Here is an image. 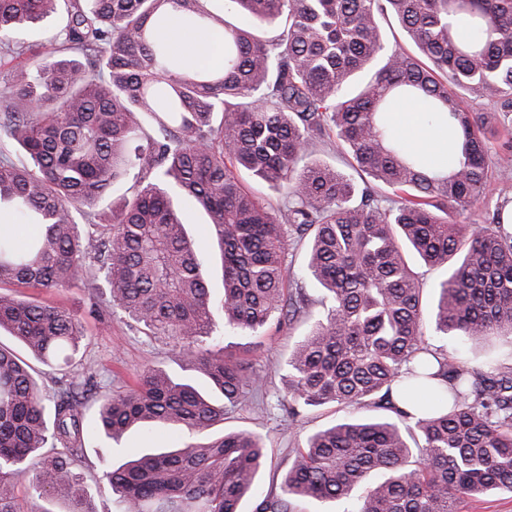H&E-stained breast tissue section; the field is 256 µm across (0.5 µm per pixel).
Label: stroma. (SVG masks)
<instances>
[{"label":"stroma","mask_w":512,"mask_h":512,"mask_svg":"<svg viewBox=\"0 0 512 512\" xmlns=\"http://www.w3.org/2000/svg\"><path fill=\"white\" fill-rule=\"evenodd\" d=\"M65 24L63 16L47 18L24 29L16 37L13 49L0 48V98L25 71H33L41 61L45 46L57 43ZM19 295L36 297L63 304L82 319L85 336L80 347L85 373L94 375L105 390L117 393L133 384L136 376L148 368L160 369L175 375L188 374L180 344L167 338H154L139 332L136 324L109 294L96 293L93 285L68 290H34L19 288ZM305 326L270 329L262 338V348L252 357L253 369L266 378V386L226 415L220 431L250 429L266 439L267 456L261 477L262 490L278 483L292 458V450L303 439L347 416L346 408L327 404L313 407L289 419L277 404L283 393V380L278 365L284 364ZM184 438L177 432H164L146 424L126 432L119 441L95 436L86 443V483L91 494L94 512H117L118 505L111 487L102 480V473L120 466L151 448L179 447Z\"/></svg>","instance_id":"stroma-1"}]
</instances>
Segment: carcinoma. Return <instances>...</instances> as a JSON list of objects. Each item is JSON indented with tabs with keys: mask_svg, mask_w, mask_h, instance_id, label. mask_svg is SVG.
Listing matches in <instances>:
<instances>
[{
	"mask_svg": "<svg viewBox=\"0 0 512 512\" xmlns=\"http://www.w3.org/2000/svg\"><path fill=\"white\" fill-rule=\"evenodd\" d=\"M203 2L0 0L1 43L65 4L54 51L72 54L21 76L10 100L24 107L0 113V132L31 160H0V211L17 218L0 227V329L62 371L48 408L32 368L0 347V512H25L15 495L25 479L61 512H94L85 437L142 423L176 425L194 442L103 472L120 512H242L251 499L253 512H302L307 499L460 512L488 491L512 493V197L479 224L460 219L486 196L494 144L512 167V0H226L250 29ZM170 12L212 25L219 64L188 66L158 38ZM386 17L413 49L386 44ZM464 94L489 111H471ZM400 100L455 135V164L430 165L392 133ZM324 136L349 170L313 158ZM127 181L109 232L83 234L75 214L91 218ZM178 196L211 219L218 299ZM292 243L306 245L317 301L287 277ZM411 255L444 269L429 305ZM100 272L146 335L183 343L208 388L148 368L97 397L89 424L80 317L2 288H73ZM218 317L240 337L307 324L285 362L293 412L336 403L397 420L350 414L315 431L279 487L256 494L263 436L209 434L264 385L249 363L258 345H221Z\"/></svg>",
	"mask_w": 512,
	"mask_h": 512,
	"instance_id": "1",
	"label": "carcinoma"
}]
</instances>
